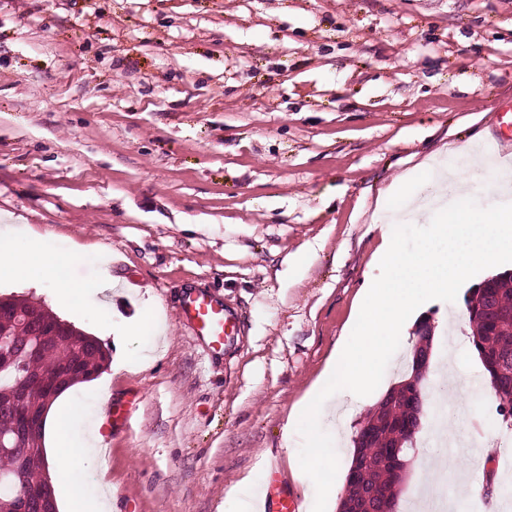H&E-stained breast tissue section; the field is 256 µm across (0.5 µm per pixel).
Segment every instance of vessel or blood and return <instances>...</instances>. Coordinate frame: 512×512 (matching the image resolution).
Here are the masks:
<instances>
[{
	"label": "vessel or blood",
	"instance_id": "vessel-or-blood-1",
	"mask_svg": "<svg viewBox=\"0 0 512 512\" xmlns=\"http://www.w3.org/2000/svg\"><path fill=\"white\" fill-rule=\"evenodd\" d=\"M182 322L190 324L196 335L206 338L215 351H222L237 327L236 317L212 296L188 294L178 311Z\"/></svg>",
	"mask_w": 512,
	"mask_h": 512
}]
</instances>
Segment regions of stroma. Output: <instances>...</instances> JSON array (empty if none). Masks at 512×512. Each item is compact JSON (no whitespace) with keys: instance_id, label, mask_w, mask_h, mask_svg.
Listing matches in <instances>:
<instances>
[{"instance_id":"35a3bbf8","label":"stroma","mask_w":512,"mask_h":512,"mask_svg":"<svg viewBox=\"0 0 512 512\" xmlns=\"http://www.w3.org/2000/svg\"><path fill=\"white\" fill-rule=\"evenodd\" d=\"M511 104L512 0H0V240L62 260L86 301L71 324L110 353L68 391L107 450L69 482L112 512H229L274 471L314 501L288 418L348 333L378 191L493 146ZM192 292L238 316L224 350L179 321ZM416 315L428 381L483 386L470 326H448L462 301ZM133 317L154 329L117 341ZM415 342L364 404L329 398L339 460Z\"/></svg>"}]
</instances>
